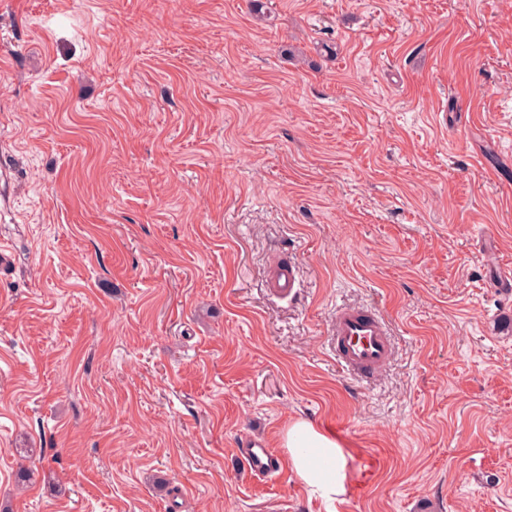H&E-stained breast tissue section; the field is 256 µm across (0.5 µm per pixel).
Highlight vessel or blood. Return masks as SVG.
<instances>
[{
  "mask_svg": "<svg viewBox=\"0 0 512 512\" xmlns=\"http://www.w3.org/2000/svg\"><path fill=\"white\" fill-rule=\"evenodd\" d=\"M267 283L275 295L293 296L300 286L296 265L291 262L273 265ZM330 348L343 368L363 380L379 374L392 355L391 335L385 322L363 308L337 310L331 320ZM236 454L244 459L248 472L257 479L275 478L285 467L284 459L260 437L250 438Z\"/></svg>",
  "mask_w": 512,
  "mask_h": 512,
  "instance_id": "b4317fda",
  "label": "vessel or blood"
}]
</instances>
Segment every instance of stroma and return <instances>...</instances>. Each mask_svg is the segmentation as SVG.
<instances>
[{
	"label": "stroma",
	"instance_id": "1",
	"mask_svg": "<svg viewBox=\"0 0 512 512\" xmlns=\"http://www.w3.org/2000/svg\"><path fill=\"white\" fill-rule=\"evenodd\" d=\"M0 245V512H512V0H0ZM270 291L281 298H288L297 292L300 286L298 270L294 263L278 262L267 274ZM330 348L343 368L363 380L379 374L392 355L387 325L363 308L336 310L331 320ZM284 437L298 477L323 497L336 494L341 487L343 458L336 439L302 420L290 425ZM235 454L244 459L248 472L257 479H273L285 467V460L262 437L250 438Z\"/></svg>",
	"mask_w": 512,
	"mask_h": 512
}]
</instances>
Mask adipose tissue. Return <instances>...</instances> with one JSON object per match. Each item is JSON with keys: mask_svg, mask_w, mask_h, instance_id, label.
I'll return each mask as SVG.
<instances>
[{"mask_svg": "<svg viewBox=\"0 0 512 512\" xmlns=\"http://www.w3.org/2000/svg\"><path fill=\"white\" fill-rule=\"evenodd\" d=\"M285 446L301 480L321 496L336 493L342 477V451L334 438L310 422L299 420L286 430Z\"/></svg>", "mask_w": 512, "mask_h": 512, "instance_id": "1", "label": "adipose tissue"}]
</instances>
